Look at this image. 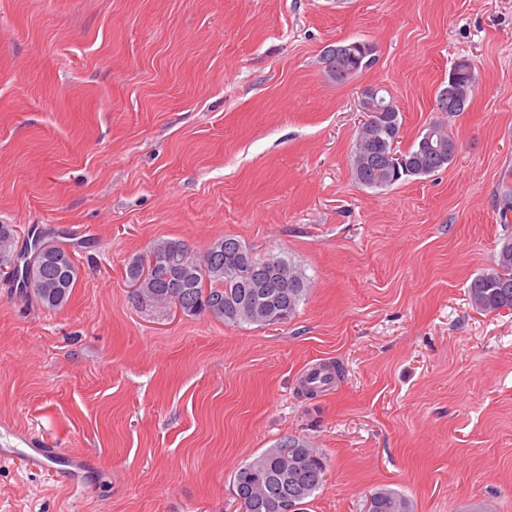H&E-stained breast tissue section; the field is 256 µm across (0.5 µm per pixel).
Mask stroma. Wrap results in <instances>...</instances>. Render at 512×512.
I'll return each instance as SVG.
<instances>
[{"label": "stroma", "instance_id": "stroma-1", "mask_svg": "<svg viewBox=\"0 0 512 512\" xmlns=\"http://www.w3.org/2000/svg\"><path fill=\"white\" fill-rule=\"evenodd\" d=\"M367 41L344 84L321 57ZM466 111L435 109L461 58ZM400 149L447 120V169L372 190L351 176L363 89ZM512 0H0V224L58 234L80 277L49 311L0 271V512H237L238 467L287 437L328 461L301 512H512V310L467 288L512 223ZM231 235L301 268L291 320L230 326L142 306L154 241ZM338 367L327 391L300 387ZM353 43H359V45H354L351 48V51L355 54L354 59L350 60V62L347 64V69L344 70V74L342 71L335 72L334 75L328 76L330 80L337 84H344L351 80L353 77H355L359 72L362 70H365L367 68H370L376 61L374 52L372 55L374 56V60L368 57L364 58V55L358 50V46H368L371 45L368 42L365 41H351V42H344V45L353 44ZM379 91L383 93L388 107L383 112H378L379 114L375 116L377 127L376 135L379 143L376 152L380 150H387L403 154V152L397 150V144L399 142L398 139L401 137L402 126L400 109L394 98L391 97L385 89L379 88ZM384 92H386L387 95H384ZM24 462L28 466L41 467L46 461L69 467L65 470L72 476L73 484L79 485V471L90 460L89 456L62 451L60 448H31L24 453ZM368 512H398L397 505L403 503L405 511L411 512L409 500L395 489L380 488L371 494Z\"/></svg>", "mask_w": 512, "mask_h": 512}]
</instances>
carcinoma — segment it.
Masks as SVG:
<instances>
[{
  "label": "carcinoma",
  "mask_w": 512,
  "mask_h": 512,
  "mask_svg": "<svg viewBox=\"0 0 512 512\" xmlns=\"http://www.w3.org/2000/svg\"><path fill=\"white\" fill-rule=\"evenodd\" d=\"M360 45L365 46L367 42L361 41L359 45L352 46L354 59L347 64V70L334 73L330 80L344 84L375 63L358 50ZM471 67L470 60L463 58L455 62L452 69L457 94L464 101L471 95ZM385 102L387 108L375 116L378 149L395 152L401 137V112L390 95H385ZM405 155L413 159V166L398 172L391 169L380 172L368 163L360 168L354 163L352 176L365 188L388 189L410 177L431 175V172L421 169L419 161H438V158L427 155L420 135L405 150ZM151 252L160 257V265L154 279L143 287L141 303L150 307L166 305L177 294L184 304V314L188 316L207 314L234 326L266 325L262 319L224 311L230 299L241 294V285L253 270L266 261L235 237L226 235L218 238L201 253L179 240L159 239L152 245ZM280 261L295 275L282 306L290 319L307 294L308 279L290 261L283 257ZM0 266L12 269L22 281L23 292L49 311L60 310L67 305L79 280V267L71 250L47 236L38 239L32 250L21 253L16 249V230L11 224H0ZM468 297L471 306L485 314L495 313L503 306H512L511 232H505L499 239L494 265L470 282ZM285 448L304 465L298 483L277 473L276 456ZM326 471L327 463L322 454L303 440L288 438L241 465L234 474L233 487L235 494L241 496L246 504L245 512H268L262 504L269 500L284 502L293 508V512H299L301 506L323 486ZM370 501L368 512H397V505L401 503L405 505V512H411L409 500L395 489L380 488L371 494Z\"/></svg>",
  "instance_id": "1"
}]
</instances>
